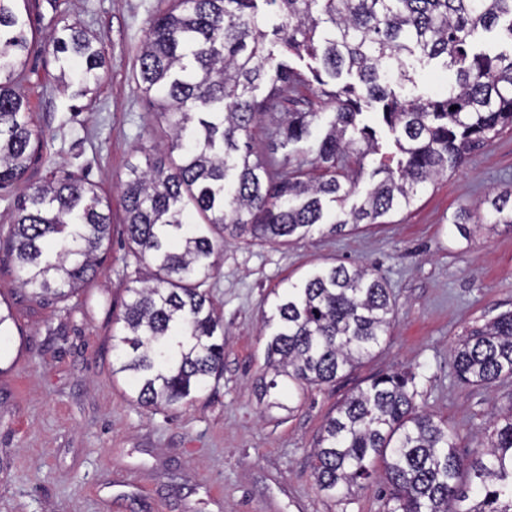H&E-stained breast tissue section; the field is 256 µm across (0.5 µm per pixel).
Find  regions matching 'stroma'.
<instances>
[{"instance_id": "1", "label": "stroma", "mask_w": 512, "mask_h": 512, "mask_svg": "<svg viewBox=\"0 0 512 512\" xmlns=\"http://www.w3.org/2000/svg\"><path fill=\"white\" fill-rule=\"evenodd\" d=\"M167 0H26L29 37L22 90L42 132L21 189L72 174L109 201L112 243L100 274L67 302L34 301L7 244L18 190H0V298L14 313L0 375V512H383L379 486L331 496L313 477L312 450L326 419L373 377L413 371L419 409L448 418L461 445L489 434L493 407L512 404V380L459 383L455 347L469 329L512 310V228L462 238L461 208L512 187V130L429 183L407 208L340 234L321 227L282 244L230 239L204 289L224 324V374L188 403L136 404L112 373V322L142 263L128 249L121 182L129 165L162 149L164 134L139 89V51ZM100 37L99 86L81 92L50 38L67 24ZM349 75L295 96L320 113V139L336 110L329 93ZM343 263L379 270L397 300L390 336L336 383L280 382V406L260 401L271 333L264 322L288 286Z\"/></svg>"}]
</instances>
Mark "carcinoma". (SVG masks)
<instances>
[{"instance_id": "carcinoma-1", "label": "carcinoma", "mask_w": 512, "mask_h": 512, "mask_svg": "<svg viewBox=\"0 0 512 512\" xmlns=\"http://www.w3.org/2000/svg\"><path fill=\"white\" fill-rule=\"evenodd\" d=\"M18 0H0V189L22 181L32 144L40 140L18 88L28 37ZM280 37L267 40V15ZM505 24L512 41V0H172L154 17L140 51L142 93L168 128L166 152L132 165L122 183L129 248L147 270L126 288L130 300L112 331L117 367L143 407L188 401L224 368L223 329L200 287L215 267L218 238L250 236L280 243L321 224L329 232L376 224L410 206L434 177L453 170L476 148L512 128V50L471 49L475 35ZM66 60L81 61L84 90L100 84L99 39L67 25L53 38ZM359 84L336 87V112L325 135L306 149L310 160L263 159L253 150L257 117L270 114L283 145L308 141L316 112H273L308 79L287 58ZM442 59L448 89L407 96L416 64ZM266 86L259 99L256 90ZM455 110H450V107ZM365 108L394 135L383 150L360 125ZM179 153L173 158V153ZM378 157L380 179L360 205L343 206L359 171L350 154ZM310 162L329 175L304 181L292 166ZM481 222L464 208L453 220L465 239L479 224L512 227V188L485 200ZM109 206L96 186L55 178L17 199L8 243L21 285L32 298L66 301L101 271L109 249ZM384 277L367 267L322 269L275 307L267 367L299 387L336 381L370 358L395 320ZM13 314L0 304V345L10 341ZM456 378L473 387L512 379V311L470 331L456 349ZM415 374L390 373L348 396L328 417L312 467L320 489L352 492L375 481L383 512H512V407L492 413L488 442L463 449L448 420L418 409Z\"/></svg>"}]
</instances>
